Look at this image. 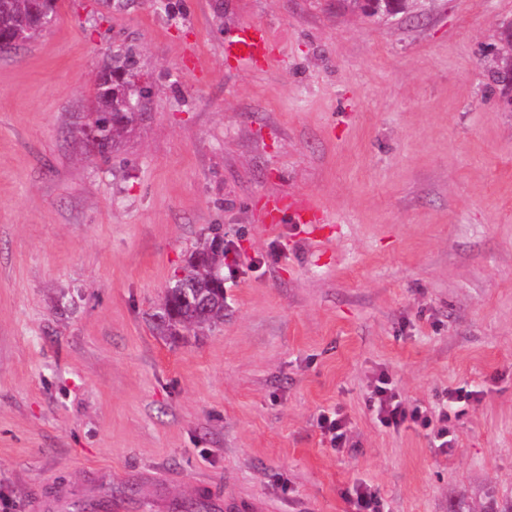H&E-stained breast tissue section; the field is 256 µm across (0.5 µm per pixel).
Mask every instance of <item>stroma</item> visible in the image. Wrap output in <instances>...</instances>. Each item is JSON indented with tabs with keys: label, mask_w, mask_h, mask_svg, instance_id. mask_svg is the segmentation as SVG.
Wrapping results in <instances>:
<instances>
[{
	"label": "stroma",
	"mask_w": 512,
	"mask_h": 512,
	"mask_svg": "<svg viewBox=\"0 0 512 512\" xmlns=\"http://www.w3.org/2000/svg\"><path fill=\"white\" fill-rule=\"evenodd\" d=\"M168 3L58 0L0 49V512H350L360 482L383 512L512 500V0ZM245 23L278 61H225ZM127 47L151 94L100 155L77 117ZM275 196L332 220L269 226ZM216 227L223 324L157 334ZM382 372L430 414L477 392L449 447L373 418ZM318 423L320 428L330 436L333 448H343L346 445V419L339 411L331 414H321Z\"/></svg>",
	"instance_id": "35a3bbf8"
}]
</instances>
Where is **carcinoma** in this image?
Here are the masks:
<instances>
[{"label": "carcinoma", "mask_w": 512, "mask_h": 512, "mask_svg": "<svg viewBox=\"0 0 512 512\" xmlns=\"http://www.w3.org/2000/svg\"><path fill=\"white\" fill-rule=\"evenodd\" d=\"M40 3L38 0H0V32L8 33L23 42L36 33L33 24ZM136 65L133 55L115 54L114 66L104 73L96 86L97 111L86 117L96 126L95 148L101 154L112 149L135 113L119 116L107 111V103L100 91L108 89V82L116 71L132 70ZM223 235L214 231L205 239L199 252L208 254L207 263L199 267L194 257H189L181 276L175 279L177 288L166 291L161 312L158 315L159 330L175 334L179 329L203 328L224 322V286L221 285L224 268Z\"/></svg>", "instance_id": "cac0c4a2"}]
</instances>
